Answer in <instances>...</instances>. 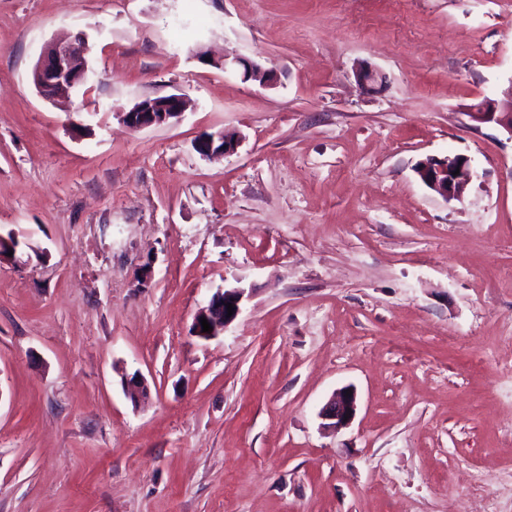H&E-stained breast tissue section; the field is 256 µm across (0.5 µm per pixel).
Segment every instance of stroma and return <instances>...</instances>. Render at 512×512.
Returning a JSON list of instances; mask_svg holds the SVG:
<instances>
[{
    "instance_id": "obj_1",
    "label": "stroma",
    "mask_w": 512,
    "mask_h": 512,
    "mask_svg": "<svg viewBox=\"0 0 512 512\" xmlns=\"http://www.w3.org/2000/svg\"><path fill=\"white\" fill-rule=\"evenodd\" d=\"M61 38L67 108L32 82ZM511 87L512 0H0V512H512V135L468 115ZM456 154L446 201L414 167ZM87 47L83 41L55 46L37 62L33 82L49 97L82 85L88 73ZM232 62L242 69V75L245 80H253L265 86L275 79L273 70L264 69L247 58L235 56ZM142 99L132 109L124 113L126 124L134 130L163 125L178 120L186 108V100L183 95L170 94ZM237 138L224 132V130L202 133L195 141L194 148L201 155H226L233 153L238 148ZM245 291L243 288L219 289L210 299L208 304L202 307L196 314L193 323L195 336L202 339H211L219 334H224L225 329L238 317L241 311V303ZM234 306L233 314L227 317V306ZM205 317L212 331L202 332L200 318ZM351 390V393H347ZM357 411V394L350 386L343 387L323 405L319 417L324 421L322 427L333 433L346 428L354 419ZM348 416V419H345Z\"/></svg>"
}]
</instances>
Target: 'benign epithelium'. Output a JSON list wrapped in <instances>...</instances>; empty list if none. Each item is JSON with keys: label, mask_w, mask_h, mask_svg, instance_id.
Wrapping results in <instances>:
<instances>
[{"label": "benign epithelium", "mask_w": 512, "mask_h": 512, "mask_svg": "<svg viewBox=\"0 0 512 512\" xmlns=\"http://www.w3.org/2000/svg\"><path fill=\"white\" fill-rule=\"evenodd\" d=\"M87 47L84 42L60 44L37 62L33 71V82L38 90L50 97L67 92L82 85L88 73ZM232 62L242 69L243 78L253 80L265 86L275 79L274 72L259 64L235 56ZM186 108V100L180 94L162 96L156 100L144 98L124 113L126 124L133 130L163 125L179 119ZM471 117L480 123H495L512 134V98L503 103L485 99L471 108ZM237 138L220 130L204 132L195 141L194 148L202 156L226 155L238 148ZM415 171L421 181L433 192L446 200L458 199L464 187L471 181L473 172L469 160L463 155L432 157L417 164ZM13 251L12 256L5 250ZM22 253L19 245L12 243L9 237L0 234V261L20 262ZM245 291L242 288L218 290L208 304L196 314L193 330L202 339H211L225 331L238 317ZM233 305V314L227 315V306ZM206 318L212 330L202 331L200 318ZM122 385L130 399L136 401L147 395L145 380L139 375L123 376ZM357 411V394L343 387L323 405L319 417L322 427L333 433L347 427Z\"/></svg>", "instance_id": "obj_1"}]
</instances>
